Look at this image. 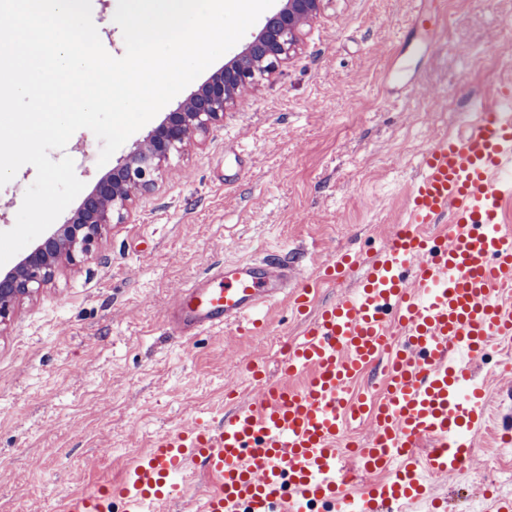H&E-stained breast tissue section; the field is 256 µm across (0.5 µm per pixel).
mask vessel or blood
Returning <instances> with one entry per match:
<instances>
[{
  "instance_id": "obj_1",
  "label": "vessel or blood",
  "mask_w": 512,
  "mask_h": 512,
  "mask_svg": "<svg viewBox=\"0 0 512 512\" xmlns=\"http://www.w3.org/2000/svg\"><path fill=\"white\" fill-rule=\"evenodd\" d=\"M482 99L470 131L439 139L421 158L403 219L372 257L336 252L319 274L271 257L213 266L180 288L165 321L179 335L265 328L285 299L309 320L286 344L278 380L250 366L258 395L225 418L196 419L157 437L125 478L68 499L65 512H160L195 469L212 481L193 512H442L431 475L458 471L488 390L466 364L512 342V233L500 215L512 196V111ZM357 286L316 306L321 280L349 270ZM381 368L374 399L349 393ZM369 425L366 440L356 430ZM379 481L358 493L363 473Z\"/></svg>"
}]
</instances>
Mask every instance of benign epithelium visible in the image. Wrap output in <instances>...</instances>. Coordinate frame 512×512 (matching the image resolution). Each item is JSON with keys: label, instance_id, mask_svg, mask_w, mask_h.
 Returning <instances> with one entry per match:
<instances>
[{"label": "benign epithelium", "instance_id": "benign-epithelium-1", "mask_svg": "<svg viewBox=\"0 0 512 512\" xmlns=\"http://www.w3.org/2000/svg\"><path fill=\"white\" fill-rule=\"evenodd\" d=\"M324 0H286L245 51L192 91L143 143L97 180L74 216L44 237L18 264L0 274V326L15 305L52 284L64 264L85 260L112 224L126 223L136 197L154 190L162 171L224 122V112L246 90L269 80L298 49L303 27Z\"/></svg>", "mask_w": 512, "mask_h": 512}]
</instances>
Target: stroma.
<instances>
[{
    "mask_svg": "<svg viewBox=\"0 0 512 512\" xmlns=\"http://www.w3.org/2000/svg\"><path fill=\"white\" fill-rule=\"evenodd\" d=\"M105 50L122 57L118 0H91ZM433 17L416 29L418 12ZM512 0H324L296 54L247 90L202 146L141 196L80 265L21 300L0 327V512H63L73 495L122 480L161 434L229 415L255 394L245 371L275 369L303 317L281 302L258 334L179 336L165 322L177 290L217 262L299 255L318 267L341 248L373 253L402 217L422 154L477 118L476 100L512 80ZM102 143L76 131L65 150L93 188ZM36 170L0 186L13 228ZM488 421L471 479L438 477L447 512L482 504L494 428L512 419V377L476 367Z\"/></svg>",
    "mask_w": 512,
    "mask_h": 512,
    "instance_id": "1",
    "label": "stroma"
}]
</instances>
